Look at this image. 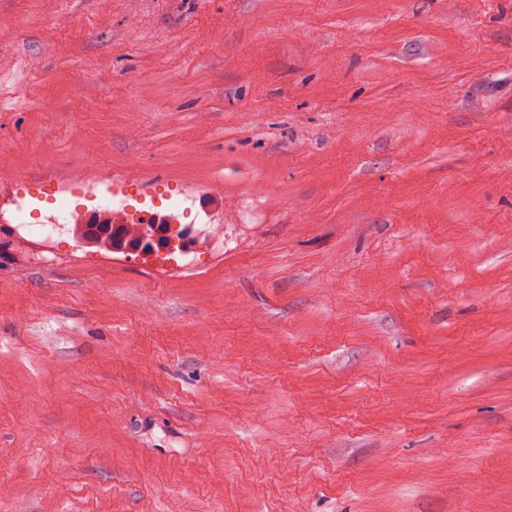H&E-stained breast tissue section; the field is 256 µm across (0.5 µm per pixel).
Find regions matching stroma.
I'll list each match as a JSON object with an SVG mask.
<instances>
[{
    "label": "stroma",
    "mask_w": 512,
    "mask_h": 512,
    "mask_svg": "<svg viewBox=\"0 0 512 512\" xmlns=\"http://www.w3.org/2000/svg\"><path fill=\"white\" fill-rule=\"evenodd\" d=\"M0 512H512V0H0ZM112 220L115 222L116 227L120 230L122 228L127 232L128 237H143L144 240L151 234L152 241L158 239L170 238V243L173 239L182 242L186 255L204 253L216 249L220 245H224V224H203V227L195 229L193 226L183 227L181 237H171L176 232L180 231V225L174 218L168 215H158L156 222L151 223L155 225H144L130 217L124 210H112ZM159 224H170L160 226ZM18 219L21 221L20 224H11L1 215L0 212V223L7 224L13 233L21 234L20 232L34 237L39 238L43 241H53L52 234H62L65 229V224H56L51 222L49 224H27L25 217L18 214ZM95 219H98V222L80 225L82 229L81 237L108 250H121L122 237L112 232L113 223L110 220L109 214L100 215L98 218L96 216ZM107 232L109 234L105 235Z\"/></svg>",
    "instance_id": "stroma-1"
}]
</instances>
